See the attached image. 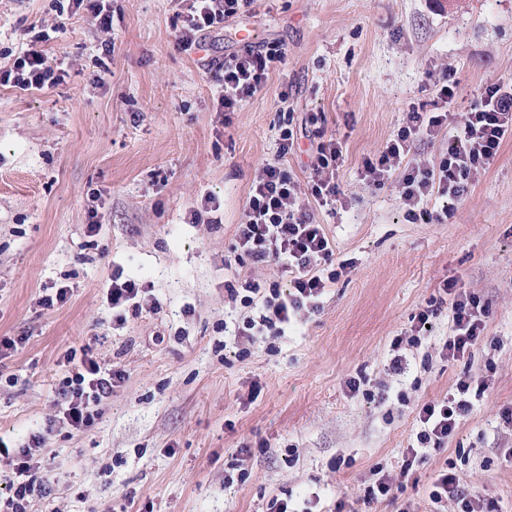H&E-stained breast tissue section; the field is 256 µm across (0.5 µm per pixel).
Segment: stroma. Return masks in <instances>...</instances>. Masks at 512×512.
<instances>
[{"instance_id":"obj_1","label":"stroma","mask_w":512,"mask_h":512,"mask_svg":"<svg viewBox=\"0 0 512 512\" xmlns=\"http://www.w3.org/2000/svg\"><path fill=\"white\" fill-rule=\"evenodd\" d=\"M114 50L72 0H0V62L32 25L59 26L46 50L68 76L34 94L0 87V437L25 445L49 431L39 477L51 489L34 512H270L273 498L304 512H444L429 492L453 464L463 484L512 512V138L462 199L428 196L407 214L401 176L383 188L363 162L431 105L433 73L458 84L455 108L512 81V0H254L207 33L200 52L174 47L179 0H110ZM280 45L284 62L223 125L203 60ZM294 133L290 174L306 183L321 136L342 142L335 211L308 210L354 267L321 309L283 336L247 341L232 328L258 309L231 301L225 264L287 288L276 265L232 246L252 182ZM218 223H188L205 197ZM451 210L437 222L433 213ZM102 226L89 235L90 211ZM148 292L113 319L112 273ZM486 306V342L471 359L441 349L451 312L421 345L413 318L444 281ZM66 303L45 308L48 289ZM90 348L126 379L93 427L57 421L66 351ZM409 362L390 375L394 354ZM361 382L350 394L349 379ZM486 384L446 447L428 450L392 498L364 503L373 470L398 473L415 445L418 404L461 379ZM233 476L225 485V476Z\"/></svg>"}]
</instances>
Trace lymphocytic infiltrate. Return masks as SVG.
<instances>
[{
    "instance_id": "lymphocytic-infiltrate-1",
    "label": "lymphocytic infiltrate",
    "mask_w": 512,
    "mask_h": 512,
    "mask_svg": "<svg viewBox=\"0 0 512 512\" xmlns=\"http://www.w3.org/2000/svg\"><path fill=\"white\" fill-rule=\"evenodd\" d=\"M183 24L175 36L177 50L193 53L202 46L205 32L222 29L226 19L246 11L252 0H185ZM58 26L41 25L25 49L13 62L0 64V86L24 93L42 91L62 83L63 68L53 65L44 49ZM285 57L284 49L274 46L251 48L220 62L205 65L216 88L217 109L224 114L238 111L241 102L253 97L266 85L276 63ZM438 101L433 111L411 112L396 136L380 153L366 159L364 178L374 187L384 186L394 172H402L400 199L407 210H415L432 194L451 200L463 198L469 191L472 176L489 168L506 138L512 137V84L497 82L487 86L479 101L463 112L455 111L457 83L447 72L436 79ZM447 133L448 141L438 153V162L426 167L410 162V145L421 138L436 139ZM294 145L291 132H284L277 161L263 166L253 182L245 207V220L236 228V248L257 264L273 263L288 273L290 287L281 290L265 287L260 280L248 277L227 283L230 299L244 306L260 304L258 319L248 320L242 335L256 333L278 337L301 312H315L329 284L335 283L339 270L331 266L333 244L323 225L317 224L300 202L301 192H308L319 206H335L341 195L337 173L344 163L343 147L336 139L319 143L309 167L306 185H299L282 162ZM443 291L452 313V334L442 346V354L460 360L484 340L486 308L480 299L460 289L456 281L444 283ZM66 375L57 392L58 413L72 429L91 427L98 413L97 405L108 398L114 387L124 380L120 371L103 370L91 349L82 356L64 357ZM484 385L459 382L457 393L440 402L424 403L418 411V444L406 449L398 475L382 474L364 489L367 501L390 497L398 486V477L408 476L423 449L442 448L455 430L458 420L472 409L471 394H483ZM46 438L32 436L28 445L10 449L0 447L12 467L5 484L9 495L0 504V512H32L35 498L43 496L45 486L34 473L35 456L42 451ZM433 503H450L458 512H496L494 502L465 492L460 478L441 469L430 491Z\"/></svg>"
}]
</instances>
